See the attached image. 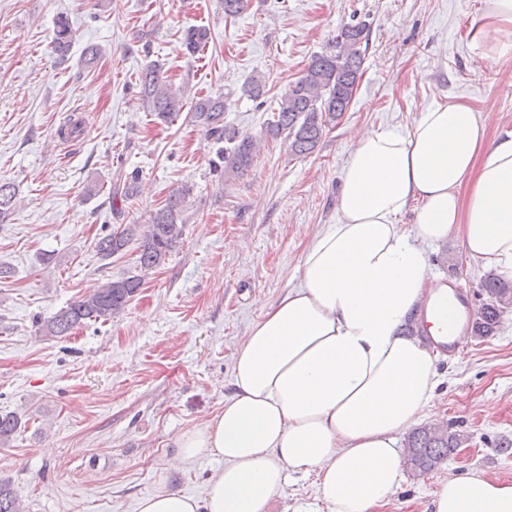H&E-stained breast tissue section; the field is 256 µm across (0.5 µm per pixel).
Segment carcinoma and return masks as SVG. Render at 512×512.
Returning <instances> with one entry per match:
<instances>
[{
	"mask_svg": "<svg viewBox=\"0 0 512 512\" xmlns=\"http://www.w3.org/2000/svg\"><path fill=\"white\" fill-rule=\"evenodd\" d=\"M73 30L66 14L56 19L54 50L65 56L70 49ZM210 30L194 26L187 30L184 45L193 54L209 43ZM368 31L364 24H347L336 35L332 50L312 57L303 73L288 89L278 104L273 119L266 125V135L284 138L289 153L297 158L313 154L326 133L347 111L362 76ZM139 96L143 106L157 119L172 121L187 112L186 118L200 128L215 143H225L222 150L224 176H240L252 165L257 153L253 137L239 135L224 125L225 101L222 96H201L186 102L184 92L161 72L156 64L144 68L139 78ZM138 175L129 173L117 177L112 186V198L130 200L136 194ZM189 190L172 192L166 204L150 215L145 224H121L112 233L99 238L95 254L109 260L125 253L136 243L135 269L138 274L109 280L88 289L82 296L44 321L42 335L64 337L90 321L103 323L121 314L143 285V278L165 264L171 250L182 239V214ZM17 208L16 188L10 182H0V224ZM480 287L486 300L472 321V334L494 335L503 314L512 309V282L494 272H488ZM21 426L14 413H0V445L8 444ZM459 446V434L436 433L429 427L413 432L407 442V462L419 472L436 468ZM0 512H23L21 502L7 483L0 482Z\"/></svg>",
	"mask_w": 512,
	"mask_h": 512,
	"instance_id": "1",
	"label": "carcinoma"
}]
</instances>
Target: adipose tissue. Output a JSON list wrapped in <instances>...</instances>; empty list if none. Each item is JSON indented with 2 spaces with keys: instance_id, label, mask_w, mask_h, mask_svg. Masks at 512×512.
<instances>
[{
  "instance_id": "1",
  "label": "adipose tissue",
  "mask_w": 512,
  "mask_h": 512,
  "mask_svg": "<svg viewBox=\"0 0 512 512\" xmlns=\"http://www.w3.org/2000/svg\"><path fill=\"white\" fill-rule=\"evenodd\" d=\"M512 48V0H484L472 57ZM338 219L309 241L299 285L238 342L224 408L180 435L175 469L214 456L202 497L164 488L138 512H265L293 473L316 472L330 512H378L404 479L398 437L431 408L436 358L406 324L444 293L426 246L459 239L512 271V132L487 143L477 111L437 103L405 130L359 133ZM412 223H402L406 212ZM432 512H512V484L444 479Z\"/></svg>"
}]
</instances>
